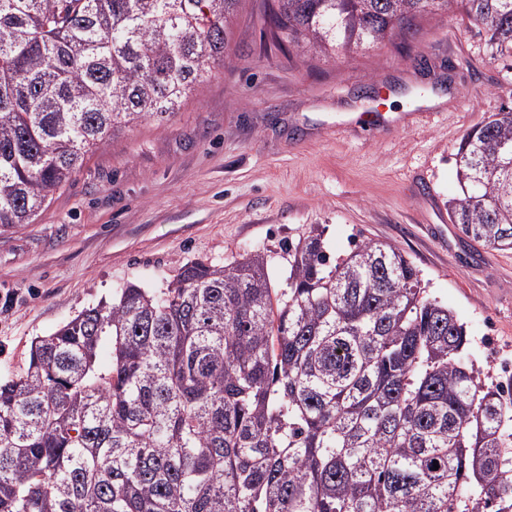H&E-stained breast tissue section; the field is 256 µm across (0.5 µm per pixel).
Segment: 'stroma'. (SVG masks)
<instances>
[{"instance_id": "obj_1", "label": "stroma", "mask_w": 512, "mask_h": 512, "mask_svg": "<svg viewBox=\"0 0 512 512\" xmlns=\"http://www.w3.org/2000/svg\"><path fill=\"white\" fill-rule=\"evenodd\" d=\"M264 0H243L223 62L174 115L108 140L32 223L0 228V376L25 367L34 337L135 282L165 287L190 261L264 253L274 287L288 244L322 230L330 257L372 239L399 248L428 294L487 354L512 359V251L469 241L448 219L464 133L512 108V59L484 25L423 21L395 43L334 58L278 44ZM444 97L424 111L423 99ZM393 108L373 136L352 113Z\"/></svg>"}]
</instances>
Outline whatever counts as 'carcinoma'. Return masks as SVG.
Returning <instances> with one entry per match:
<instances>
[{"label":"carcinoma","instance_id":"cac0c4a2","mask_svg":"<svg viewBox=\"0 0 512 512\" xmlns=\"http://www.w3.org/2000/svg\"><path fill=\"white\" fill-rule=\"evenodd\" d=\"M241 2L0 0V228L175 113ZM448 13L512 57V0H271L264 21L336 56ZM455 166L450 221L512 250V108ZM288 265L275 288L261 252L190 261L35 337L0 379V512H512V378L463 361L464 324L414 264L372 239L332 262L314 229Z\"/></svg>","mask_w":512,"mask_h":512}]
</instances>
